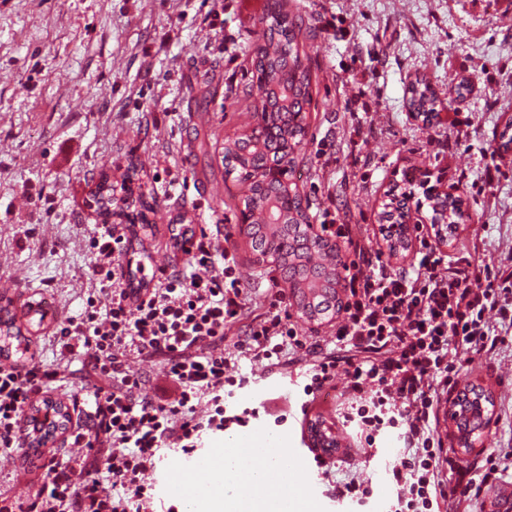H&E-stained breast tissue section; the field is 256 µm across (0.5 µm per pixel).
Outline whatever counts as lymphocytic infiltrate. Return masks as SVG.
Instances as JSON below:
<instances>
[{
    "mask_svg": "<svg viewBox=\"0 0 512 512\" xmlns=\"http://www.w3.org/2000/svg\"><path fill=\"white\" fill-rule=\"evenodd\" d=\"M414 232V262L395 269L370 248L367 225L320 224V237L351 253L336 317L320 336L293 321L291 296L271 269L262 311L249 314L238 254L204 232L179 240L185 268L159 267L150 286L128 287L127 238L119 225H105L90 240L97 288L80 315L61 320L56 364L0 363V451L10 453L20 446L26 410L62 386L70 358H87L102 384L90 395H70L77 422L67 443L77 453L44 464L33 497L1 489L0 512H152L155 486L147 476L160 448L189 455L203 434L244 425L224 411L226 389L249 382L239 360L273 370L297 356L312 359L305 394L339 388L342 422L366 445L397 430L405 451L387 469L394 512H475L484 489L512 475V454L457 472L437 430L438 411L457 391L462 368L505 344L512 279L471 253L448 255L426 225ZM237 324L240 336L221 349L225 329ZM139 357L160 358L167 385L133 371Z\"/></svg>",
    "mask_w": 512,
    "mask_h": 512,
    "instance_id": "f902f5d3",
    "label": "lymphocytic infiltrate"
}]
</instances>
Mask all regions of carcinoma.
Here are the masks:
<instances>
[{"instance_id":"cac0c4a2","label":"carcinoma","mask_w":512,"mask_h":512,"mask_svg":"<svg viewBox=\"0 0 512 512\" xmlns=\"http://www.w3.org/2000/svg\"><path fill=\"white\" fill-rule=\"evenodd\" d=\"M260 55L256 56V86L260 95L261 123L251 133L224 147L225 173L238 174L246 183L244 208L252 221L243 233L253 251L275 253L274 262L281 279L293 291V298L303 316L322 321L336 315L339 282L337 267L343 264L341 251L309 231V216L299 196L288 202V223H280L276 202L286 198L287 190L277 178L258 181L259 170L276 171L293 177L303 167L297 151L307 136L306 112L312 101V76L304 60L299 36L303 17H288L278 0H272L262 18ZM410 107L426 116L434 111L435 94L423 81L408 88ZM94 196L103 220L112 218V194L107 180L96 185ZM410 197L403 191L382 212V220L400 223L409 215ZM464 199L460 195L430 200L431 211L447 215L448 223L457 224L464 217ZM459 421L470 432L482 429L484 418L477 412V400H459Z\"/></svg>"}]
</instances>
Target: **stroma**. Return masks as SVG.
Wrapping results in <instances>:
<instances>
[{"mask_svg": "<svg viewBox=\"0 0 512 512\" xmlns=\"http://www.w3.org/2000/svg\"><path fill=\"white\" fill-rule=\"evenodd\" d=\"M302 14L315 37L304 44L313 101L297 188L311 224L378 226L393 184L405 175L443 178L465 192L468 221L448 237L449 254L475 251L512 268V149L498 135L512 122V0H281ZM213 0H0V307L26 327L28 355L57 359L60 318L80 314L96 286L88 244L101 221L86 201L101 174L122 182L137 171L134 195L153 202L148 226H135L127 260L157 267L184 257L174 235L206 229L244 259L252 310L267 281L239 232L244 188L225 178V144L248 133L258 101L248 53L268 0H224V40L215 42ZM423 79L434 89L436 118L424 123L407 99ZM468 81L463 95L450 81ZM498 174L475 192L486 168ZM41 299L45 319L21 305ZM251 383L227 399L228 414L250 411V425L283 448L296 447L308 377L302 363ZM461 384L487 393L485 428L462 450L447 412L440 433L465 468L512 448V345L475 360ZM311 421L341 441L337 479L358 475L367 505L336 501L313 459L305 495L312 512H387L394 488L385 470L402 451L395 430L366 453L338 417L335 393L308 403ZM40 460L28 447L0 456V489L34 494Z\"/></svg>", "mask_w": 512, "mask_h": 512, "instance_id": "1", "label": "stroma"}]
</instances>
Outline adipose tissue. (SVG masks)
Segmentation results:
<instances>
[{
	"instance_id": "ef3b65f1",
	"label": "adipose tissue",
	"mask_w": 512,
	"mask_h": 512,
	"mask_svg": "<svg viewBox=\"0 0 512 512\" xmlns=\"http://www.w3.org/2000/svg\"><path fill=\"white\" fill-rule=\"evenodd\" d=\"M204 478L195 495L185 501V512H306L305 493L294 483L287 449L265 445L240 447L228 440L224 449L199 463ZM249 474L268 485L269 494L244 497L237 479Z\"/></svg>"
}]
</instances>
